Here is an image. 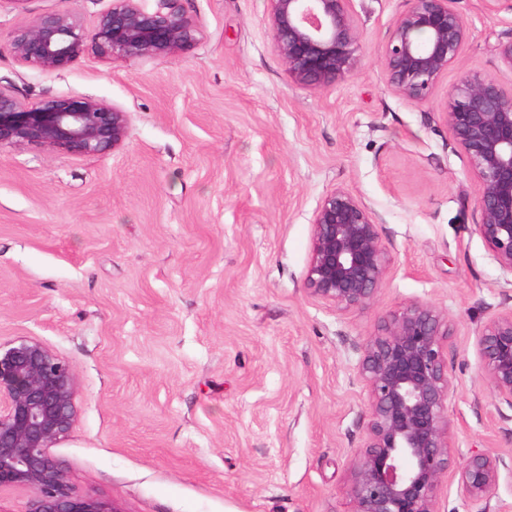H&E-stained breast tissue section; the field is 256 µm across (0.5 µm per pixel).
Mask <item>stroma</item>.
Masks as SVG:
<instances>
[{"mask_svg": "<svg viewBox=\"0 0 512 512\" xmlns=\"http://www.w3.org/2000/svg\"><path fill=\"white\" fill-rule=\"evenodd\" d=\"M112 0H0V87L25 102L93 97L131 118L105 156L0 148V344L34 338L71 366L77 419L52 453L79 494L121 512H350L367 438L357 372L390 312L423 303L450 329L454 470L438 512H470L456 469L502 456L489 512H512V408L478 337L512 307L476 230L478 183L441 106L497 54L512 0H456L470 37L423 102L395 94L383 49L409 0H351L360 62L316 90L288 75L268 0H181L199 34L164 59L87 54L62 72L19 62L9 33L49 10L86 28ZM337 187L381 219L389 265L369 304L311 296L312 217Z\"/></svg>", "mask_w": 512, "mask_h": 512, "instance_id": "stroma-1", "label": "stroma"}]
</instances>
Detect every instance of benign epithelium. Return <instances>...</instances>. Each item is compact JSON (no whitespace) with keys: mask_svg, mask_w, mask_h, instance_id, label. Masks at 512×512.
Returning <instances> with one entry per match:
<instances>
[{"mask_svg":"<svg viewBox=\"0 0 512 512\" xmlns=\"http://www.w3.org/2000/svg\"><path fill=\"white\" fill-rule=\"evenodd\" d=\"M112 0L92 30L75 12L50 11L15 28L5 47L21 63L64 71L88 52L106 57L167 58L192 48L197 30L179 0ZM268 24L288 75L320 88L359 62L360 33L349 0H269ZM384 48L387 84L414 101L430 97L469 39L455 0H409ZM453 143L468 157L478 182L477 232L499 266L512 273V94L471 73L449 92L442 109ZM130 117L95 98L20 101L0 87V148L38 145L75 156H102L124 147ZM379 216L351 191L337 187L318 204L306 285L315 298L349 310L366 305L388 267ZM448 330L429 305L393 311L367 340L358 374L366 383L367 439L350 466L351 512H437V489L452 468L448 418L452 384ZM478 348L499 401L512 408V308L482 329ZM75 375L38 340L0 346V491L32 492L26 512H122L77 493L50 448L76 419ZM503 459L472 454L458 470V486L474 512L495 490Z\"/></svg>","mask_w":512,"mask_h":512,"instance_id":"7a95c632","label":"benign epithelium"}]
</instances>
